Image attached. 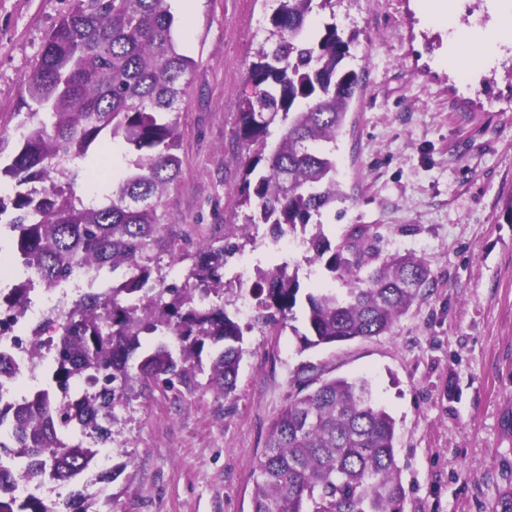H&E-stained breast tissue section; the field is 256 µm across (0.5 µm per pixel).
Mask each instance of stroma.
<instances>
[{
	"label": "stroma",
	"mask_w": 512,
	"mask_h": 512,
	"mask_svg": "<svg viewBox=\"0 0 512 512\" xmlns=\"http://www.w3.org/2000/svg\"><path fill=\"white\" fill-rule=\"evenodd\" d=\"M434 0H338L335 22L358 35L349 60L363 91L336 140L341 200L321 226L291 233L301 288L341 289L307 263L309 238L338 242L369 228L381 256L424 257L433 290L391 333L304 348L302 320L246 337L235 395L164 391L135 382L112 423L107 468L84 476L97 512H252L268 427L310 373L365 378L395 420L403 512H512V42L484 44L479 70L456 57ZM179 50L195 61L180 101L182 172L163 198L179 231L199 242L242 221L232 195L244 147L236 116L274 0H170ZM73 0H0V162L25 123V79ZM453 22L483 42L512 18V0H451ZM267 227L224 268V306L267 267Z\"/></svg>",
	"instance_id": "stroma-1"
}]
</instances>
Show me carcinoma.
<instances>
[{
    "instance_id": "1",
    "label": "carcinoma",
    "mask_w": 512,
    "mask_h": 512,
    "mask_svg": "<svg viewBox=\"0 0 512 512\" xmlns=\"http://www.w3.org/2000/svg\"><path fill=\"white\" fill-rule=\"evenodd\" d=\"M332 2L278 0L270 14L237 113L246 153L234 198L248 213L243 223L224 225V236L174 254L187 263L180 286L162 274L165 242L180 234L161 206L181 171L177 103L194 61L174 42L169 0H74L48 34L26 80L34 122L0 167V178L14 181L13 198L0 197V214L13 213L7 228L20 267L5 303L21 309L32 288H54L82 264L112 274V292L88 293L62 316L56 364L21 401L0 409L11 434L10 444H0V512H50L40 497L16 494L18 484L45 475L74 486L65 512H98L76 479L98 464L100 450L72 440L70 430L112 441L108 424L135 379L186 386L204 372L208 345L216 349L208 385L233 396L246 348L223 302L224 266L239 250L231 239L250 236V225L279 235L318 227L341 196L336 159L318 146L336 142L362 85L347 64L355 35L334 22L316 34L308 27L312 13ZM274 124L281 135L271 144ZM114 145L123 165L111 193L96 183L92 197L76 195L74 185ZM32 182L44 186L31 189ZM310 249V261L338 274L345 291L305 294L306 348L387 333L434 287L422 259H380L362 226L336 245L319 230ZM298 271L288 262L257 269V323L284 327L296 319ZM405 499L395 420L373 402L368 381H303L269 425L253 512H403Z\"/></svg>"
}]
</instances>
